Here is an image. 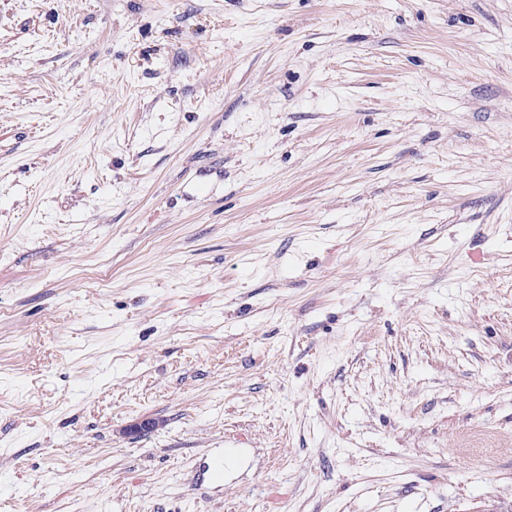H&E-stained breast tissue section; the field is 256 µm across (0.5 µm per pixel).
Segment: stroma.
<instances>
[{"label":"stroma","instance_id":"35a3bbf8","mask_svg":"<svg viewBox=\"0 0 512 512\" xmlns=\"http://www.w3.org/2000/svg\"><path fill=\"white\" fill-rule=\"evenodd\" d=\"M0 512H512V0H0ZM224 448H210L196 470L195 484H207L214 489L224 488V471L227 467Z\"/></svg>","mask_w":512,"mask_h":512}]
</instances>
